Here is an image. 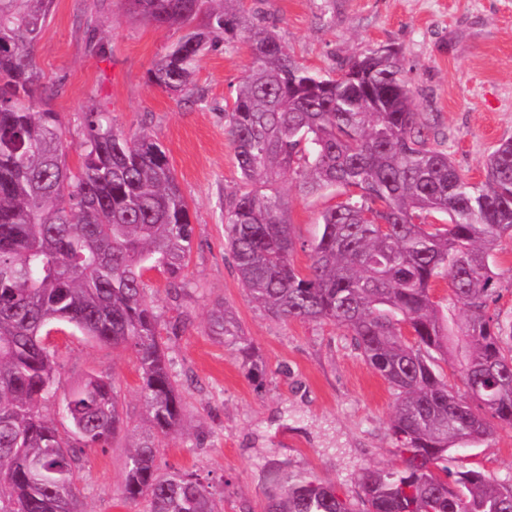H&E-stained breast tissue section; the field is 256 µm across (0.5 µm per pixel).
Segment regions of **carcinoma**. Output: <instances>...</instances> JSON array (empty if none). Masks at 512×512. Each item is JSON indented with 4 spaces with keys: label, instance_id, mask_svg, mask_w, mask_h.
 <instances>
[{
    "label": "carcinoma",
    "instance_id": "carcinoma-1",
    "mask_svg": "<svg viewBox=\"0 0 512 512\" xmlns=\"http://www.w3.org/2000/svg\"><path fill=\"white\" fill-rule=\"evenodd\" d=\"M223 0H124L125 14L187 27L148 71L170 94L190 90L198 57L231 35L251 65L224 113L241 187L224 204L226 248L242 288L266 315L330 322L351 336L394 391L390 430L399 468L356 474L363 509L311 475L274 469L267 512H512V479L458 464L459 453L497 426L512 428V321L490 312L501 288L493 253L512 239V138L472 182L429 138L412 105L398 53L368 49L336 77L297 61L272 30ZM53 0H0V512H84L79 454L106 448L123 425L115 384L88 373L64 394L60 432L43 413L55 396L51 331L68 325L90 340L134 351L150 436L130 450L122 495L149 512H218L189 470L162 473L158 438L182 426L184 403L158 342L160 315L146 275L186 287L194 227L165 150L146 133L125 136L86 110L81 163L70 169L60 114L40 108L33 49ZM287 174L306 193L343 199L320 216L295 267ZM449 280L448 305L466 310L453 333L432 287ZM210 335L238 352L248 372L262 361L224 304ZM465 348L463 400L439 360Z\"/></svg>",
    "mask_w": 512,
    "mask_h": 512
}]
</instances>
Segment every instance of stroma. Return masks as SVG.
<instances>
[{"label": "stroma", "mask_w": 512, "mask_h": 512, "mask_svg": "<svg viewBox=\"0 0 512 512\" xmlns=\"http://www.w3.org/2000/svg\"><path fill=\"white\" fill-rule=\"evenodd\" d=\"M234 8L273 29L301 64L324 75L366 49L395 48L417 111L471 181L482 180L485 156L512 137V0H236ZM91 21L100 54L86 34ZM181 36L180 29L124 17L119 0H54L34 49L49 103L63 119L69 166L80 163L92 104L115 129L146 132L162 145L190 205L186 288L169 292L155 271L146 278L160 314L158 339L186 409L183 429L162 442L159 467L196 472L215 491L219 512H265V467L273 460L358 502L361 469L402 462L390 431L395 396L343 328L274 319L248 301L224 246V199L241 184L224 109L250 54L235 39L207 49L191 94L174 96L151 85L147 71ZM279 188L300 244L293 260L303 270L310 263L304 245L318 234L319 216L336 193L301 192L288 176ZM218 302L232 309L257 348L259 377L248 378L239 356L209 335L207 315ZM51 342L59 393L85 374L102 375L113 379L123 413L111 446L80 458L86 512H149L146 500L121 499L128 450L147 429L134 353L78 332ZM461 463L512 479V429H495Z\"/></svg>", "instance_id": "1"}]
</instances>
